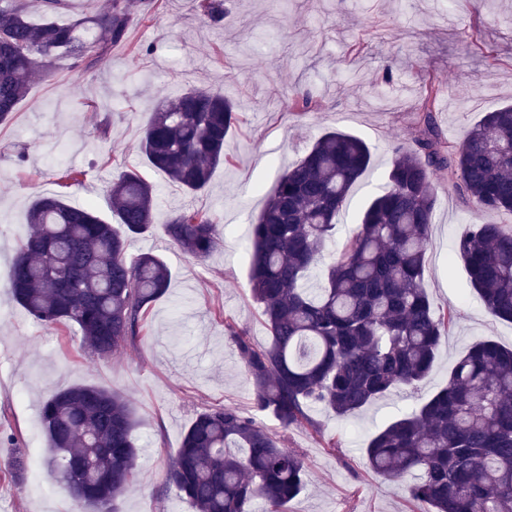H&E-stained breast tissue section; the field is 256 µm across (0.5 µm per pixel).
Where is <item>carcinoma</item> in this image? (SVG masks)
Segmentation results:
<instances>
[{"label":"carcinoma","mask_w":512,"mask_h":512,"mask_svg":"<svg viewBox=\"0 0 512 512\" xmlns=\"http://www.w3.org/2000/svg\"><path fill=\"white\" fill-rule=\"evenodd\" d=\"M25 2L0 0V124L57 59L92 70L111 46L130 41L131 0H111L107 11L68 22L55 19L68 0H44L40 21L29 17ZM442 93L433 78L425 85L416 148L394 149L385 187L326 265L320 287H308L309 274L371 164L365 142L323 133L279 175L253 222L250 290L271 342L256 347L245 330L229 320L224 326L244 361L255 409L284 431L305 425L318 433L312 407L350 417L428 378L453 322L452 313L436 310L424 283L438 178L459 189L475 213L512 215V105L487 113L453 145L435 118ZM241 122L239 106L223 92L192 86L158 102L141 150L195 194L226 161L224 140ZM491 142L511 150H490ZM110 203L116 226L62 195L35 199L9 271L13 297L30 316L76 327L84 346L103 359L136 336L170 284L161 258L127 256L129 240L156 228L151 185L124 171L112 182ZM162 229L197 261L219 244L207 214L184 211ZM454 255L486 308L512 322V225H465ZM40 414L52 450L47 469L63 484L77 478L90 489L76 508L117 512L138 463L137 420L127 398L77 385L49 395ZM365 457L376 475L404 483L421 512H512V349L493 341L470 346L447 383L371 436ZM165 482L196 512H252L259 500L266 512H288L306 487V467L255 417L219 406L195 415Z\"/></svg>","instance_id":"1"}]
</instances>
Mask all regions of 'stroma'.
<instances>
[{"label":"stroma","instance_id":"stroma-1","mask_svg":"<svg viewBox=\"0 0 512 512\" xmlns=\"http://www.w3.org/2000/svg\"><path fill=\"white\" fill-rule=\"evenodd\" d=\"M475 30L478 47L469 39ZM355 43L361 53L349 54ZM430 78L444 86L446 106L437 120L452 143L486 113L512 103V0H228L218 22L203 15L198 0H157L154 11L136 14L130 43L112 47L96 69L59 59L31 85L0 125V512H73L44 465L50 449L40 406L51 392L76 385L125 394L138 420V479L118 512H195L167 487L165 475L197 412L214 405L254 412L252 385L224 322L245 329L254 345L271 339L249 292L248 234L278 168L299 161L333 129L371 147L373 165L323 249L324 260H332L384 185L393 147H413ZM190 86L222 90L243 115L226 138L229 164L218 165L195 195L174 186L140 150L148 113ZM292 92L309 95L314 110L289 112ZM20 152L25 162H17ZM64 167L82 173L66 189L56 176ZM127 169L153 184L158 223L132 239L127 253L160 256L171 286L137 336L100 359L88 354L75 328L34 321L14 301L8 273L36 197L63 192L76 203L91 199L108 220L109 187ZM185 210L206 212L218 228L220 244L205 261L187 258L161 229ZM475 217L456 189H439L425 285L437 311L453 310L456 319L427 380L353 417L315 408L321 433L295 426L279 434L302 455L308 475L288 512H417L403 484L372 473L363 450L393 416L437 391L469 346L492 340L512 347V323L484 307L464 263L450 259ZM19 455L28 467L15 473L8 463Z\"/></svg>","mask_w":512,"mask_h":512}]
</instances>
